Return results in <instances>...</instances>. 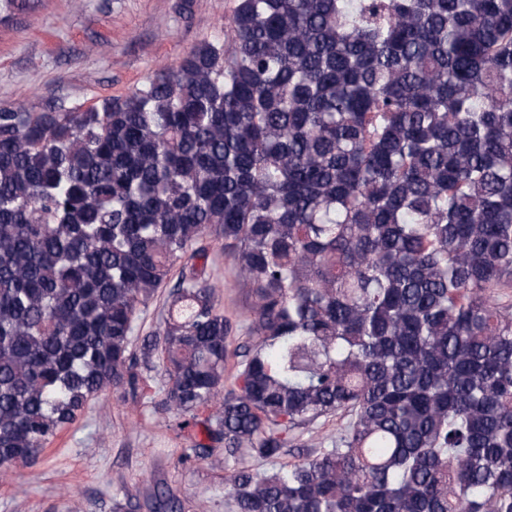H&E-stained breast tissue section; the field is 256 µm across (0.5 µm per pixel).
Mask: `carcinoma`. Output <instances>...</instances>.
Listing matches in <instances>:
<instances>
[{
	"label": "carcinoma",
	"instance_id": "carcinoma-1",
	"mask_svg": "<svg viewBox=\"0 0 512 512\" xmlns=\"http://www.w3.org/2000/svg\"><path fill=\"white\" fill-rule=\"evenodd\" d=\"M224 240L252 345L194 261ZM181 430L274 461L235 512H512V0H235L122 96L0 107V467L137 399L135 319ZM208 415H203V412ZM341 421L339 418L331 417L321 419L316 423L298 429L295 439L288 443L286 452L277 461V465H290L298 463L308 457H313L324 448H331V440L336 437V429Z\"/></svg>",
	"mask_w": 512,
	"mask_h": 512
}]
</instances>
